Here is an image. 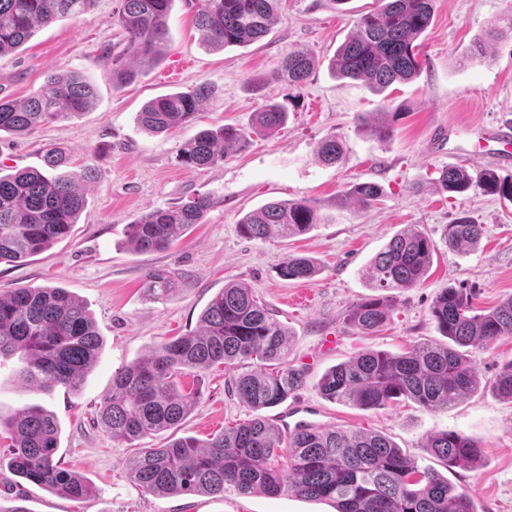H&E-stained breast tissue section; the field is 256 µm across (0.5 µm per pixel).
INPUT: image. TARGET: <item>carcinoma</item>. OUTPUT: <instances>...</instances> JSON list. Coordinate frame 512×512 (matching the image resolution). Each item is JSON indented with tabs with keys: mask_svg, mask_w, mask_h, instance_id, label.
Instances as JSON below:
<instances>
[{
	"mask_svg": "<svg viewBox=\"0 0 512 512\" xmlns=\"http://www.w3.org/2000/svg\"><path fill=\"white\" fill-rule=\"evenodd\" d=\"M95 0H0V56L25 44L38 26L88 11ZM115 22L124 48L104 58L112 65V83L136 74L126 59L145 65L163 51L168 38L172 0H119ZM282 0H193L195 24L212 48L245 46L263 38L278 16ZM378 9L361 16L355 32L336 50L332 66L343 78L381 92L409 81L421 70L416 41L430 26L433 0H379ZM313 59L304 49L288 51L279 67L281 80L293 88L307 82ZM214 88L200 84L147 102L137 113L145 130L170 133L190 125ZM95 87L78 72L51 79L46 88L18 103L0 99V133L26 135L39 126L75 117L95 98ZM392 112L385 108L359 117L370 137L386 141L393 134ZM288 112L274 100L254 112L252 130L232 125L197 132L183 147L189 165L224 163L227 150L250 144L251 131L273 133ZM344 147L334 137L323 140L319 158L338 162ZM41 169L0 174V262H16L43 252L67 238L85 207L81 186L93 170L70 168L69 156L51 149ZM439 182L450 193L480 190L512 201V177L493 172L473 177L450 165ZM381 196L374 183H356L342 195L368 208ZM210 198L197 196L177 207L155 209L126 225L136 252L161 251L192 225L202 222ZM325 223L310 200L270 202L247 213L238 230L247 239L270 235L293 237ZM484 227L462 215L446 225L441 243L456 252L476 248ZM436 243L417 224H407L372 259L369 287L376 294L347 311L345 321L363 334L387 325L394 313L393 292L420 285L427 277ZM318 271L306 257H291L280 269L285 279L305 280ZM179 289L174 273L151 269L145 274L148 298L166 300ZM430 317L448 343H420L393 354L367 350L324 373L316 388L330 401L379 409L409 399L426 409L447 408L477 388L478 377L465 348L491 347L512 336V297L476 311L475 296L465 288L443 289L430 306ZM102 345L92 315L82 301L59 287L20 288L0 295V357L20 355L22 384L50 392L78 389L95 364ZM291 334L256 300L254 288L230 283L210 301L198 330L157 344L151 354L116 373L112 393L99 406V419L112 440L132 443L176 428L202 391L178 386L183 374L196 377L222 365L236 370L230 380L236 398L247 408L275 407L305 384L301 370L289 365ZM494 389L512 401V361L503 365ZM57 418L40 406L0 420V440L14 475L65 498L91 493L86 481L56 459ZM422 447L449 468H476L480 445L456 431L428 435ZM138 486L152 494L201 493L223 496L263 493L325 501L335 512H477L472 495L458 490L434 470L419 466L388 437L363 431L298 426L285 434L258 415L202 443L192 436L141 448L128 460Z\"/></svg>",
	"mask_w": 512,
	"mask_h": 512,
	"instance_id": "obj_1",
	"label": "carcinoma"
}]
</instances>
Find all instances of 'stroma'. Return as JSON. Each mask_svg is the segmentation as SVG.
<instances>
[{
  "label": "stroma",
  "mask_w": 512,
  "mask_h": 512,
  "mask_svg": "<svg viewBox=\"0 0 512 512\" xmlns=\"http://www.w3.org/2000/svg\"><path fill=\"white\" fill-rule=\"evenodd\" d=\"M376 0H283L279 18L261 40L212 50L194 23L190 0H173L168 42L162 56L140 68L134 81L113 85L105 48L121 44L113 18L118 0H96L81 15L36 28L18 51L0 56V98L23 101L57 74L77 71L96 88L94 104L79 116L40 126L25 136L0 135V170L38 168L45 152L71 153L75 166L94 169L85 184V208L71 236L49 250L17 262L0 263V293L54 286L84 301L103 338L98 360L80 390L49 393L25 389L21 361L0 358V418L29 405L54 413L60 427L58 457L81 474L94 493L69 499L14 476L0 463V507L29 512H333L330 504L294 495H156L131 480L127 460L135 445L112 440L97 421V408L112 391V377L129 362L146 357L162 340L194 331L200 313L225 284L243 281L258 300L293 333L289 362L304 368L306 384L280 406L266 410L278 427L336 428L384 434L420 466L455 487L468 489L478 512H512V401L492 384L512 360V337L492 347H470L480 379L477 391L448 408L428 410L407 400L382 409H361L322 398L316 384L330 367L368 350L408 351L442 336L429 316L435 296L448 286L474 292L479 308L512 297V202L470 192L443 191L437 181L451 164L453 148L473 144L471 127L512 118V40L489 48V58L469 64L475 38L505 25L512 0H434L433 21L420 37L419 75L375 93L363 83L335 77L331 60ZM307 49L314 68L306 84L288 87L278 78L289 50ZM217 94L201 106L189 127L152 135L137 123L143 104L199 84ZM268 99L288 108L287 123L271 134L252 135L242 150H230L222 165L196 168L182 160L185 142L203 129L222 125L250 128L253 113ZM399 109L390 140L380 142L357 125L362 112ZM329 137L345 147L342 161L317 155ZM373 182L382 195L372 207L340 204L353 183ZM209 196L202 223L160 252H134L125 228L141 214ZM315 201L326 221L296 237L248 240L238 222L248 211L277 200ZM483 224L475 251L439 248L421 285L398 292L390 323L364 335L344 317L371 295L367 267L404 225L417 224L440 239L459 214ZM308 256L320 272L308 280H286L280 265ZM175 271L183 286L174 297L153 301L143 290L148 270ZM230 372L209 370L198 404L178 428L146 438V445L192 436L207 441L251 418L232 394ZM446 430L479 441L481 464L474 470L446 468L425 451L426 435Z\"/></svg>",
  "instance_id": "obj_1"
}]
</instances>
